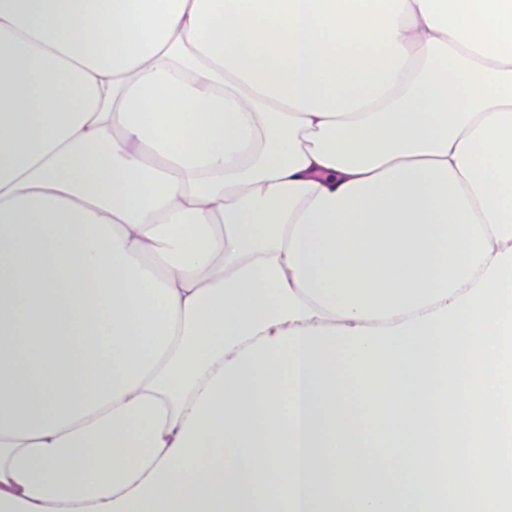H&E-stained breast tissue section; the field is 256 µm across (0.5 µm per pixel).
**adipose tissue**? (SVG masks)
<instances>
[{
  "instance_id": "ef3b65f1",
  "label": "adipose tissue",
  "mask_w": 512,
  "mask_h": 512,
  "mask_svg": "<svg viewBox=\"0 0 512 512\" xmlns=\"http://www.w3.org/2000/svg\"><path fill=\"white\" fill-rule=\"evenodd\" d=\"M512 248V0H0V512H429Z\"/></svg>"
}]
</instances>
